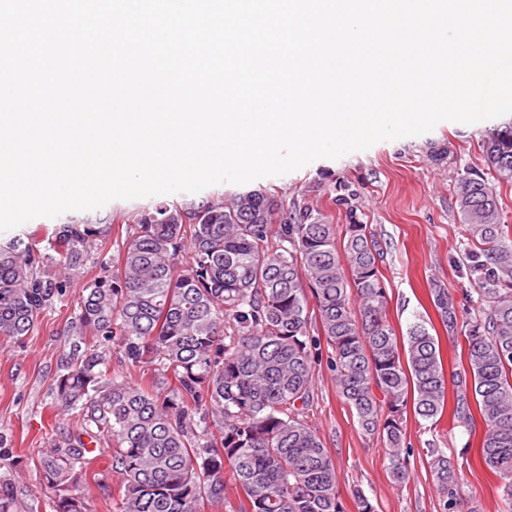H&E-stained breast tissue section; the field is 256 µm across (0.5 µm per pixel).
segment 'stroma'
Wrapping results in <instances>:
<instances>
[{"label":"stroma","mask_w":512,"mask_h":512,"mask_svg":"<svg viewBox=\"0 0 512 512\" xmlns=\"http://www.w3.org/2000/svg\"><path fill=\"white\" fill-rule=\"evenodd\" d=\"M512 122L511 115L471 125L443 121L419 136L384 140L368 149L338 159H318L282 176H268L235 185L220 183L197 193H173L174 201L201 202L254 190L290 200L307 198L329 209L335 223H343L338 207L330 206L326 189L338 186L355 194L363 221L384 250L381 271L387 288V318L397 334L426 320L439 338L446 370L466 358L463 336H449L430 296L432 283L448 287L464 300L472 286L465 255V231L457 205V179L463 166L483 168L482 139L492 128ZM153 198L116 199L100 209V216H116L105 247L117 254L131 229V215L152 206ZM77 294L64 306L46 311L36 331L17 343L0 337V447L9 454L0 466V482L12 484L20 512H53L54 494L42 481L40 459L55 446L76 435L81 417L72 411L55 414L50 406L51 385L59 370V357L70 343L69 330ZM452 406H445L437 423L414 414L406 416L407 438L415 454L408 466L410 478L395 484L387 469L383 443L364 434L355 415L340 398L327 366L316 369L314 403L309 421L317 428L336 461L346 512H355L352 490H361L375 512H441L435 480L421 455L427 445L454 454H467L460 512L477 504L480 512H501L498 479L478 456L481 432L454 425ZM96 481L90 482L92 512H115L114 497L121 478L107 468L112 450L96 449Z\"/></svg>","instance_id":"stroma-1"}]
</instances>
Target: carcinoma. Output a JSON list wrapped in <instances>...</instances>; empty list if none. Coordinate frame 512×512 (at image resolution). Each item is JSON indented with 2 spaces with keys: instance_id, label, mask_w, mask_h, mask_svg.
<instances>
[{
  "instance_id": "1",
  "label": "carcinoma",
  "mask_w": 512,
  "mask_h": 512,
  "mask_svg": "<svg viewBox=\"0 0 512 512\" xmlns=\"http://www.w3.org/2000/svg\"><path fill=\"white\" fill-rule=\"evenodd\" d=\"M482 154L489 175L466 168L457 204L483 317L467 319L446 286L431 288L445 330L467 341L466 362L450 373L426 321L402 339L387 320L384 252L352 193L329 198L345 210L342 225L304 196L161 200L134 216L114 261L102 249L110 216L71 215L0 242V336L23 340L82 290L76 340L52 387L54 407L80 411L81 428L41 463L59 491L54 512L88 510L87 438L114 448L115 512H199L206 502L345 512L336 462L306 415L323 359L361 430L382 440L397 484L415 454L407 406L435 424L453 391L454 422L471 430L481 418L480 456L512 512V226L490 184L512 183V128L490 132ZM98 245L99 271L87 276ZM126 366L149 369L151 381L130 380ZM425 456L441 512H457L458 459L440 448ZM0 512H17L7 482Z\"/></svg>"
}]
</instances>
